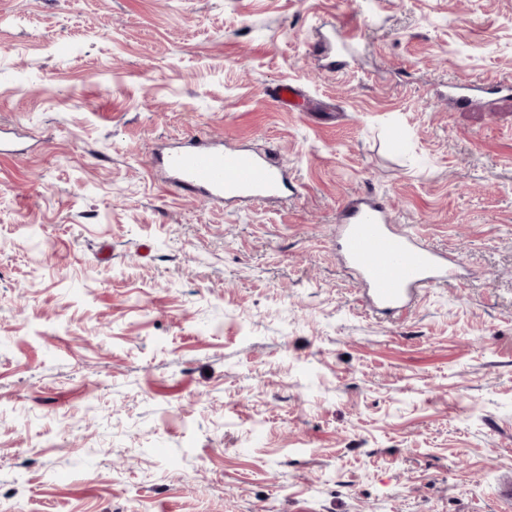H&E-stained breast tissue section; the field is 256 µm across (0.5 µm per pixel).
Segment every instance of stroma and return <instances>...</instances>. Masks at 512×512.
<instances>
[{
    "label": "stroma",
    "mask_w": 512,
    "mask_h": 512,
    "mask_svg": "<svg viewBox=\"0 0 512 512\" xmlns=\"http://www.w3.org/2000/svg\"><path fill=\"white\" fill-rule=\"evenodd\" d=\"M510 78L512 0H0V512H500L512 95L448 84ZM190 134L288 189L175 190ZM367 195L453 268L399 316L336 247Z\"/></svg>",
    "instance_id": "1"
}]
</instances>
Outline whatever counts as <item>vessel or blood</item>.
Instances as JSON below:
<instances>
[{
  "label": "vessel or blood",
  "mask_w": 512,
  "mask_h": 512,
  "mask_svg": "<svg viewBox=\"0 0 512 512\" xmlns=\"http://www.w3.org/2000/svg\"><path fill=\"white\" fill-rule=\"evenodd\" d=\"M155 163L171 186L213 204L273 197L285 183L275 151L227 148L197 136L158 154ZM391 222L388 206L376 198L347 202L339 213L336 242L373 305L396 313L417 289L443 283L449 274L438 252L418 244L410 232L391 229Z\"/></svg>",
  "instance_id": "vessel-or-blood-1"
}]
</instances>
